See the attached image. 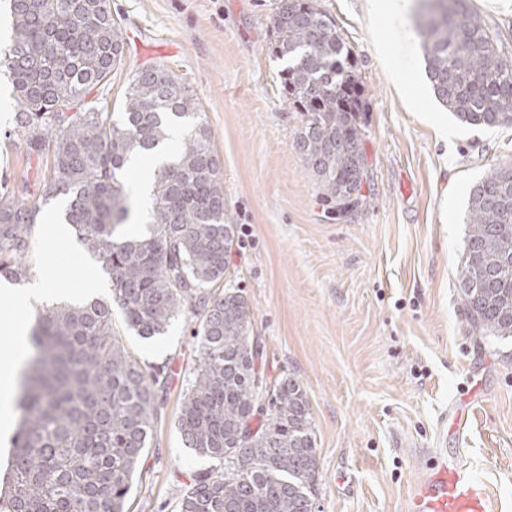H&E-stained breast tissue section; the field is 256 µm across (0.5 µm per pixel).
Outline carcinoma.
<instances>
[{
    "instance_id": "obj_1",
    "label": "carcinoma",
    "mask_w": 512,
    "mask_h": 512,
    "mask_svg": "<svg viewBox=\"0 0 512 512\" xmlns=\"http://www.w3.org/2000/svg\"><path fill=\"white\" fill-rule=\"evenodd\" d=\"M10 42L0 65L15 99L16 131L51 157L42 202L61 198V220L111 280L110 296L63 302L38 314L32 358L20 376L15 452L0 512H125L170 377L145 370L113 338L112 306L144 339L183 317L194 322L198 361L177 429L184 447L213 461L180 490L178 512H315L312 416L306 391L282 380L259 406L253 388L251 313L224 287L237 225L192 87L162 64L138 69L122 112L89 99L124 61L122 18L111 0H4ZM272 52L288 62L281 86L301 116L293 141L330 204L363 202L364 111L349 50L314 0H276ZM436 99L460 121L512 126V58L504 57L466 0H425L416 13ZM166 152L151 182V222L126 228L121 175L135 157ZM40 205L0 185V278L31 274ZM459 287L473 323L512 338V163L469 194Z\"/></svg>"
}]
</instances>
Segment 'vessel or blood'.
Instances as JSON below:
<instances>
[{"mask_svg":"<svg viewBox=\"0 0 512 512\" xmlns=\"http://www.w3.org/2000/svg\"><path fill=\"white\" fill-rule=\"evenodd\" d=\"M408 512H490L488 486L466 464L445 460L418 479Z\"/></svg>","mask_w":512,"mask_h":512,"instance_id":"b4317fda","label":"vessel or blood"}]
</instances>
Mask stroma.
<instances>
[{"label": "stroma", "mask_w": 512, "mask_h": 512, "mask_svg": "<svg viewBox=\"0 0 512 512\" xmlns=\"http://www.w3.org/2000/svg\"><path fill=\"white\" fill-rule=\"evenodd\" d=\"M350 51L365 110L364 202L337 215L321 198L293 139L300 121L273 58L275 0H112L136 42L95 95L110 111L130 76L159 62L196 91L237 224L225 282L251 312L267 380L302 382L318 461L315 512H406L428 464L446 453L491 487L492 512H512V340L476 328L459 288L470 189L512 162V127L457 120L435 98L415 29L416 0L377 14L370 0H316ZM512 56V0H468ZM0 112V181L41 195L46 161ZM62 204L32 229L35 278L79 286L98 270L72 232L48 231ZM115 336L141 365L171 376L127 512H177V494L209 460L184 448L176 418L198 352L192 323L153 341L113 310ZM480 397L463 437L448 404L473 384Z\"/></svg>", "instance_id": "1"}]
</instances>
